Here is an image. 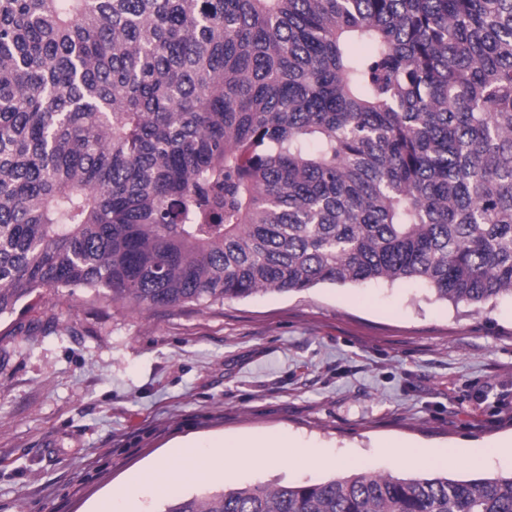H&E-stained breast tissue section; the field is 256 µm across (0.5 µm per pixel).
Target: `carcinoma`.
I'll return each mask as SVG.
<instances>
[{
	"label": "carcinoma",
	"instance_id": "1",
	"mask_svg": "<svg viewBox=\"0 0 512 512\" xmlns=\"http://www.w3.org/2000/svg\"><path fill=\"white\" fill-rule=\"evenodd\" d=\"M407 280L512 298V0H0V317ZM162 512H512V475Z\"/></svg>",
	"mask_w": 512,
	"mask_h": 512
}]
</instances>
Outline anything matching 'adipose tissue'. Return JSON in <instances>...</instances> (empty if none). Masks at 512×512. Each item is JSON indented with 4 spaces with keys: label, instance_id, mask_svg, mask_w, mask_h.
I'll use <instances>...</instances> for the list:
<instances>
[{
    "label": "adipose tissue",
    "instance_id": "ef3b65f1",
    "mask_svg": "<svg viewBox=\"0 0 512 512\" xmlns=\"http://www.w3.org/2000/svg\"><path fill=\"white\" fill-rule=\"evenodd\" d=\"M172 448L169 456L151 468L130 471L126 476L128 488L134 492L161 493L168 489L176 474L184 477L221 475L242 463L259 468L290 459L288 442L283 436L260 440L242 438L231 446L216 440L205 449L193 440L183 438L175 441Z\"/></svg>",
    "mask_w": 512,
    "mask_h": 512
}]
</instances>
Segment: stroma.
I'll return each instance as SVG.
<instances>
[{"instance_id":"obj_1","label":"stroma","mask_w":512,"mask_h":512,"mask_svg":"<svg viewBox=\"0 0 512 512\" xmlns=\"http://www.w3.org/2000/svg\"><path fill=\"white\" fill-rule=\"evenodd\" d=\"M278 432L351 466L241 465L138 512L351 468L426 475L392 447L511 436L512 300L477 311L409 281L140 311L61 288L0 318V512H95L174 439Z\"/></svg>"}]
</instances>
